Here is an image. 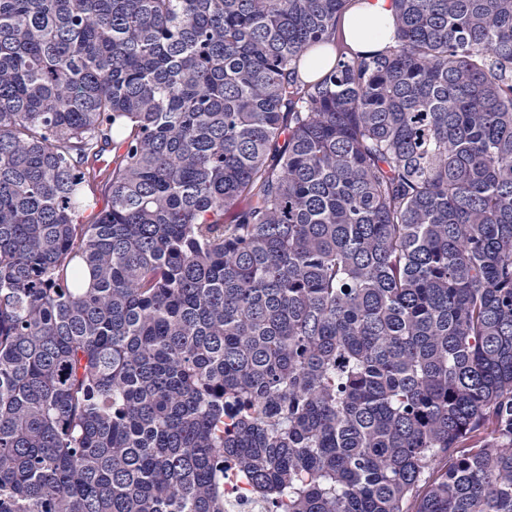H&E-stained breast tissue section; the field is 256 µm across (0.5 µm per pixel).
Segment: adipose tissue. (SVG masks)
<instances>
[{"mask_svg": "<svg viewBox=\"0 0 512 512\" xmlns=\"http://www.w3.org/2000/svg\"><path fill=\"white\" fill-rule=\"evenodd\" d=\"M391 19V0H355L340 17L336 37L351 51H376L392 40Z\"/></svg>", "mask_w": 512, "mask_h": 512, "instance_id": "1", "label": "adipose tissue"}]
</instances>
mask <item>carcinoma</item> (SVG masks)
<instances>
[{
	"instance_id": "1",
	"label": "carcinoma",
	"mask_w": 512,
	"mask_h": 512,
	"mask_svg": "<svg viewBox=\"0 0 512 512\" xmlns=\"http://www.w3.org/2000/svg\"><path fill=\"white\" fill-rule=\"evenodd\" d=\"M351 2L0 0V512H512V0ZM390 0H357L340 17L336 40L353 52L383 49L392 41ZM336 52L332 47L323 50H312L305 56L303 64L300 68L301 77L305 80L312 77L315 72L320 70L322 65L335 59ZM225 493L228 497V512H268L269 510L265 503L255 496L249 498L238 486L226 484Z\"/></svg>"
}]
</instances>
